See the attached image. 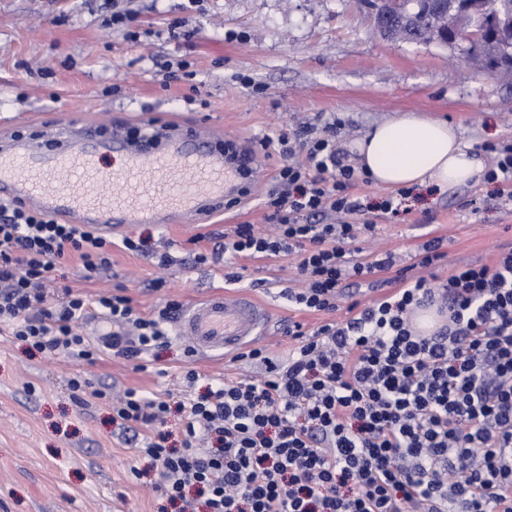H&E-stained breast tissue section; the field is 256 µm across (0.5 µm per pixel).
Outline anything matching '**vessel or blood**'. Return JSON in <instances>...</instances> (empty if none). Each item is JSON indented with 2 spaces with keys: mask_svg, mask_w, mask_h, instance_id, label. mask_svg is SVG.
<instances>
[{
  "mask_svg": "<svg viewBox=\"0 0 512 512\" xmlns=\"http://www.w3.org/2000/svg\"><path fill=\"white\" fill-rule=\"evenodd\" d=\"M244 155L225 161L207 131L151 127L139 140L98 124L63 121L45 133L0 141V200L105 234L133 224H198L223 214L237 195ZM269 323L253 296L217 291L189 308L173 334L197 354L234 356Z\"/></svg>",
  "mask_w": 512,
  "mask_h": 512,
  "instance_id": "b4317fda",
  "label": "vessel or blood"
}]
</instances>
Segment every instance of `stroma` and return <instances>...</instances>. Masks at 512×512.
I'll return each instance as SVG.
<instances>
[{"instance_id":"1","label":"stroma","mask_w":512,"mask_h":512,"mask_svg":"<svg viewBox=\"0 0 512 512\" xmlns=\"http://www.w3.org/2000/svg\"><path fill=\"white\" fill-rule=\"evenodd\" d=\"M128 6L154 37L133 43L106 27L103 0H0V138L108 112L132 131L155 121L254 145L278 129L317 126L333 115L351 150L375 124L416 112L448 121L488 166L490 146L512 143V82L469 70L438 45L381 38L356 0H129ZM174 20L191 39L169 37ZM178 59L196 70L201 103L186 104L183 87L161 88L157 64ZM244 76L261 92L243 86ZM405 207L396 218L365 213L376 232L353 244L363 257L392 251L396 267L389 277L408 267L436 285L460 266L493 264L499 251L512 248V210L501 208L487 182L433 193L421 185ZM243 222L263 224L256 199L200 224L132 225L130 234L150 237L157 254L172 257L167 268L116 248L111 269L94 284L83 281L77 261L58 272L79 292L123 285L145 313L167 297L187 307L224 285L225 256L215 251L212 234ZM436 237L443 240V259L418 267L420 245ZM198 249L210 253L208 263H195ZM233 265L242 273L238 289L272 307L264 342L271 355H287L288 322L310 330L328 318L299 311L284 296L299 285L295 257L238 258ZM160 276L166 288L151 291ZM188 349L175 340L137 364L107 350L83 370L97 384L167 392L176 400L254 372ZM75 370L64 355L33 354L0 334V512H177L153 489L151 475L133 476L135 450L119 439L108 406L76 402L68 385ZM191 370L198 379L190 385Z\"/></svg>"}]
</instances>
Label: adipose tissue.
<instances>
[{"instance_id": "ef3b65f1", "label": "adipose tissue", "mask_w": 512, "mask_h": 512, "mask_svg": "<svg viewBox=\"0 0 512 512\" xmlns=\"http://www.w3.org/2000/svg\"><path fill=\"white\" fill-rule=\"evenodd\" d=\"M361 167L389 188L430 182L440 187L480 181L485 167L448 122L407 112L370 129L356 144Z\"/></svg>"}]
</instances>
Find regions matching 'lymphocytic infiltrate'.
Wrapping results in <instances>:
<instances>
[{"mask_svg": "<svg viewBox=\"0 0 512 512\" xmlns=\"http://www.w3.org/2000/svg\"><path fill=\"white\" fill-rule=\"evenodd\" d=\"M341 122L262 138L273 165L260 201L265 232L242 223L224 235L233 258L295 256L302 286L288 300L311 313L337 309L340 286L392 269L394 256H356L352 243L374 234L356 223L365 206L352 190L366 176L339 145ZM152 256L147 239L112 242L0 202V326L37 352L91 363L98 349L80 330L89 314L112 323V353L126 359L169 341L182 310L163 300L142 313L124 289L47 295L57 264L76 258L92 282L112 249ZM392 295L343 321L313 330L291 322L281 362L265 348L236 356L259 376L219 381L188 401L126 389L112 399L74 373L73 393L112 403L125 441L157 475L154 488L180 512L195 491L206 512H512V250L493 265H467L441 284L399 272ZM441 324L415 326L423 308ZM179 421V440L164 426Z\"/></svg>", "mask_w": 512, "mask_h": 512, "instance_id": "obj_1", "label": "lymphocytic infiltrate"}]
</instances>
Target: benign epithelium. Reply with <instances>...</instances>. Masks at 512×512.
<instances>
[{
	"label": "benign epithelium",
	"mask_w": 512,
	"mask_h": 512,
	"mask_svg": "<svg viewBox=\"0 0 512 512\" xmlns=\"http://www.w3.org/2000/svg\"><path fill=\"white\" fill-rule=\"evenodd\" d=\"M458 14L471 19V23L458 26L452 32L436 39V44L466 55L476 51L483 42L501 44L502 36L512 33V8L508 9L492 0H453ZM512 62L509 46L485 59L484 74L491 76L502 66Z\"/></svg>",
	"instance_id": "1"
}]
</instances>
